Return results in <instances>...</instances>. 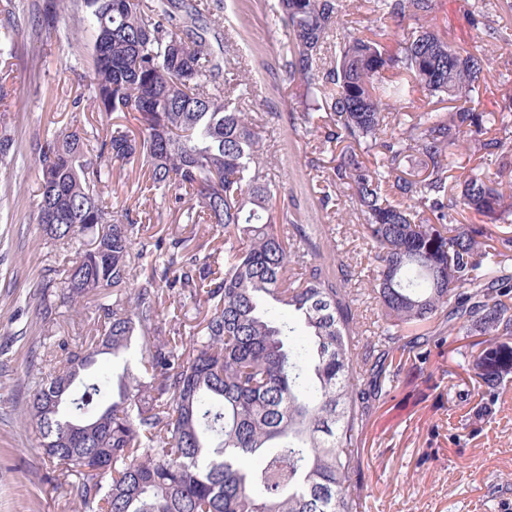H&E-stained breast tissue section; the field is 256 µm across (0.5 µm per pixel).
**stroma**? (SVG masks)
<instances>
[{
	"mask_svg": "<svg viewBox=\"0 0 512 512\" xmlns=\"http://www.w3.org/2000/svg\"><path fill=\"white\" fill-rule=\"evenodd\" d=\"M13 4L19 33L4 48L0 81L12 95L0 102V136L11 149L0 159V512H72L62 489L48 477L38 439L27 421L30 380L47 372L63 350L95 335L103 319L95 296L44 314L45 284L90 248V234L68 244L48 238L36 221L39 147L72 127L88 132L114 124L137 130L129 114L96 112L82 78L91 69L90 20L80 0H64L56 28L45 33L32 19L45 0ZM200 26L208 36L227 35V62L217 84H245L250 112L261 137L265 171L278 186L279 211L291 224H319L321 257L344 264L352 288H363L376 267L357 232L347 192L323 208L319 191L338 162L339 147L306 133V105L299 84L287 83L283 64L291 45L278 0H209ZM371 0H343L338 23L323 54L331 66L343 37L374 25ZM426 25L460 50L485 55L495 80L477 97L485 111L512 106V0H434ZM102 201L116 218L138 224L140 237L188 239L200 255H224V231L185 223L167 198L152 190L140 161L112 165ZM205 311L189 293L175 295L159 317L162 332L196 331ZM462 356L433 351L424 368L409 367L366 431L362 512H512V379L492 414L475 415Z\"/></svg>",
	"mask_w": 512,
	"mask_h": 512,
	"instance_id": "35a3bbf8",
	"label": "stroma"
}]
</instances>
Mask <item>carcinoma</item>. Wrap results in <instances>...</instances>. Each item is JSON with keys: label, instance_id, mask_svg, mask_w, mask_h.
<instances>
[{"label": "carcinoma", "instance_id": "obj_1", "mask_svg": "<svg viewBox=\"0 0 512 512\" xmlns=\"http://www.w3.org/2000/svg\"><path fill=\"white\" fill-rule=\"evenodd\" d=\"M376 20L414 24L395 57L378 40L351 35L334 67L320 70L340 0H279L289 39L288 81L306 86L303 123L342 145L324 205L351 191L359 231L377 269L367 285L382 323L360 335L357 294L345 269L318 262L314 224H276L277 193L261 171L260 137L243 111L245 90L215 83L225 50L196 26L195 0H82L94 29L86 81L97 111L135 112L138 132L112 125L103 139L75 128L40 148L38 223L66 241L92 233V247L65 269L61 304L90 293L104 302L101 333L36 378L28 418L53 480L79 512H357L365 429L387 403L406 366L469 337L464 361L479 379L480 411L491 410L512 374V179L473 170L455 177L453 157H503L512 141L486 137L506 116L478 111L473 93L494 79L482 56L462 53L419 24L433 0H372ZM57 0L38 15L55 27ZM415 91L459 103L446 118L422 112L405 124L389 111ZM327 111L323 125L313 113ZM416 151L425 173L401 161ZM379 156L373 165L367 157ZM142 160L152 187L190 224L224 225V272L182 240L138 241L102 204L103 162ZM198 206H184L181 191ZM460 209L486 224H461ZM150 258L147 285L135 287L130 253ZM301 277H288L290 267ZM190 288L206 308L190 336L153 335L160 297ZM55 301V302H57ZM43 298L47 307L55 305ZM277 305L285 318L271 314ZM424 327L406 337L403 329ZM144 344L138 380L97 367L117 361L135 332Z\"/></svg>", "mask_w": 512, "mask_h": 512}]
</instances>
